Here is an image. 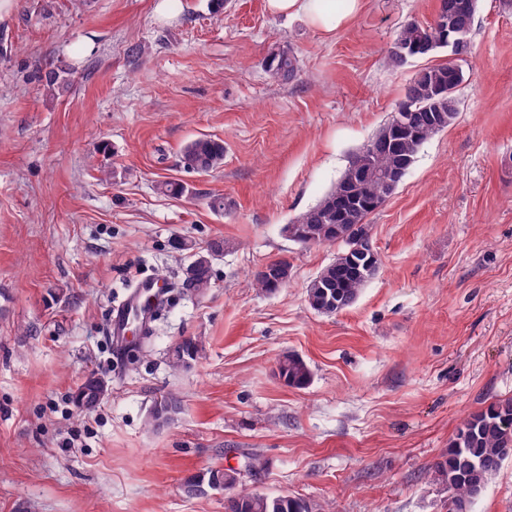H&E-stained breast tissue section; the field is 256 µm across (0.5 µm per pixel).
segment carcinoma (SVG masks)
<instances>
[{
    "mask_svg": "<svg viewBox=\"0 0 512 512\" xmlns=\"http://www.w3.org/2000/svg\"><path fill=\"white\" fill-rule=\"evenodd\" d=\"M448 47L433 23L410 21L403 25L387 48L392 64L402 65L411 57H425ZM468 58L460 57L455 63H441L418 70L405 92V100L412 101V109L419 119L415 134L383 148L388 139V126H382L359 149L343 174L315 206L292 219L288 238L298 244H330L338 247L335 258L310 281L307 300L311 308L325 307L332 314L351 307L371 276L359 271L353 261L351 248L338 242L331 233L336 221V201L355 178V165L360 162L370 169L369 175L357 186L359 205L352 211L347 226L366 223V219L394 194L375 174L377 170H392L401 175L413 166L420 148L435 134L445 130L456 118L458 100L456 88L465 79L463 64ZM265 68L276 81H291L298 73V61L293 48L279 45L265 59ZM224 159V142L211 138H198L182 150L183 168L205 173L218 167ZM177 248L188 252L189 263L181 283L182 290L195 296H204L212 288L210 265L198 260L195 246L180 242ZM202 348L194 338H187L176 346V355L169 358L175 369L185 367V361H197ZM279 377L290 387L303 388L311 380V371L305 360L289 354L279 362ZM106 386L94 374L88 375L75 394L76 403L86 409L95 407L104 396ZM182 408L180 398L166 393L153 406L157 416L148 417L151 426H165ZM512 457V397L496 399L479 411L462 418L448 452L436 464V472L448 488V512H471V506L486 488L490 477L503 462ZM213 490L224 489V512H310L308 504L288 495L268 496L240 488L241 480L232 469H212L208 478L198 477L186 484L187 493L195 494L202 484Z\"/></svg>",
    "mask_w": 512,
    "mask_h": 512,
    "instance_id": "1",
    "label": "carcinoma"
}]
</instances>
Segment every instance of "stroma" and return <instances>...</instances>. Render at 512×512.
<instances>
[{"instance_id": "35a3bbf8", "label": "stroma", "mask_w": 512, "mask_h": 512, "mask_svg": "<svg viewBox=\"0 0 512 512\" xmlns=\"http://www.w3.org/2000/svg\"><path fill=\"white\" fill-rule=\"evenodd\" d=\"M160 2L11 0L0 19V512H224V491L185 484L229 467L311 512H446L436 462L466 414L512 396V0H478L458 114L368 217L379 270L331 315L306 289L335 247L285 226L415 72L446 61L385 56L438 0H364L329 36L267 0H181L170 19ZM284 42L299 73L281 84L264 58ZM137 45L149 53L132 57ZM50 67L67 86L47 87ZM204 136L223 140V162L185 171L184 146ZM166 181L185 193L163 194ZM217 239L233 248L213 259L212 290L173 286L148 336L115 352L113 305L182 278L175 241ZM277 260L288 284L255 288ZM188 337L203 357L173 371ZM289 354L312 371L305 388L278 375ZM92 373L108 388L81 411ZM169 391L182 412L148 427ZM471 512H512V458Z\"/></svg>"}]
</instances>
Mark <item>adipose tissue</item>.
Wrapping results in <instances>:
<instances>
[{"label": "adipose tissue", "mask_w": 512, "mask_h": 512, "mask_svg": "<svg viewBox=\"0 0 512 512\" xmlns=\"http://www.w3.org/2000/svg\"><path fill=\"white\" fill-rule=\"evenodd\" d=\"M363 0H268L271 13L299 15L314 29L335 33L356 16Z\"/></svg>", "instance_id": "adipose-tissue-1"}]
</instances>
